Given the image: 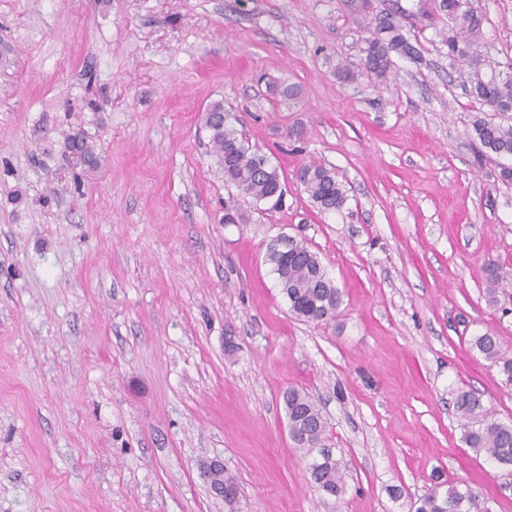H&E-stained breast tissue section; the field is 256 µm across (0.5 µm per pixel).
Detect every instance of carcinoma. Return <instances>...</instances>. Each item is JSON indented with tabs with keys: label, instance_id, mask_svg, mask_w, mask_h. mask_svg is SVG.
<instances>
[{
	"label": "carcinoma",
	"instance_id": "cac0c4a2",
	"mask_svg": "<svg viewBox=\"0 0 512 512\" xmlns=\"http://www.w3.org/2000/svg\"><path fill=\"white\" fill-rule=\"evenodd\" d=\"M435 8L448 18V31L443 33V40L448 45V56L466 67L468 93L489 112L502 115L512 112V64L505 72L499 62L481 50L483 17L470 5V0H439ZM402 17V8L395 6L378 18L373 37L368 40L366 70L377 77L386 76L391 54L409 58L419 56L418 49L403 33ZM232 119L222 101L213 102L205 109L201 121L208 134L209 149L217 157L225 181L239 194L266 204V210L272 212L274 207L268 202L276 189L285 184L284 177L266 155L249 145L245 135L232 124ZM473 131L479 142V155L493 153L499 157H512V124L478 118L473 121ZM67 146L70 151L87 158L90 167L98 165L94 149L85 138L70 136ZM297 178L321 212H338L346 204V190L333 170L309 162L298 169ZM265 261L276 275L295 317L307 322H322L336 316L341 293L304 241L291 238L286 245L271 241ZM508 285L499 266L493 261L488 262L485 267L488 303L497 305L499 295L506 292ZM471 345L498 367L505 384H512V352L503 348L498 336L487 331L473 337ZM283 400L288 423L307 436L295 445L307 456L318 452L308 464L310 481L322 492L340 496L346 483L344 470L330 457L328 449H315L326 432V418L321 408L308 393L296 388L288 389ZM454 408L465 445L497 469L512 468V424L500 421L481 396L471 390L457 391ZM209 472L210 481L231 494L225 503L234 505L239 493L236 478L223 467L211 468ZM415 512H489V508L470 485L454 483L424 494L415 506Z\"/></svg>",
	"mask_w": 512,
	"mask_h": 512
}]
</instances>
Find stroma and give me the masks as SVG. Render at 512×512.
<instances>
[{"label":"stroma","mask_w":512,"mask_h":512,"mask_svg":"<svg viewBox=\"0 0 512 512\" xmlns=\"http://www.w3.org/2000/svg\"><path fill=\"white\" fill-rule=\"evenodd\" d=\"M393 1L0 0V512H228L199 471L215 458L238 512H410L460 481L512 512L453 409L471 389L512 423V386L471 347L512 349V297L489 306L483 273H512V184L476 158L482 108L435 0H397L419 59L367 74ZM473 6L512 63V0ZM216 101L283 173L282 211L225 182L199 122ZM76 132L97 169L65 150ZM311 161L342 211L304 192ZM280 235L340 290L334 320L290 312L265 261ZM291 386L327 420L340 497L288 434ZM297 178L322 213L339 212L346 204V190L332 169L309 162L298 169Z\"/></svg>","instance_id":"obj_1"}]
</instances>
